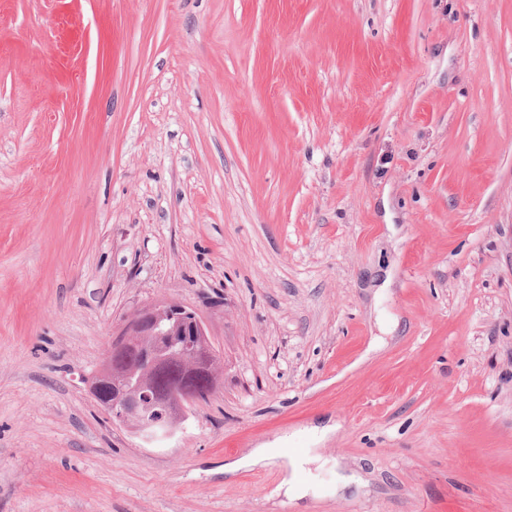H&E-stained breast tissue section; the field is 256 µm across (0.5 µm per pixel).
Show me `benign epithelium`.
Here are the masks:
<instances>
[{
    "mask_svg": "<svg viewBox=\"0 0 512 512\" xmlns=\"http://www.w3.org/2000/svg\"><path fill=\"white\" fill-rule=\"evenodd\" d=\"M206 336L208 331L202 315L175 300H158L138 309L113 337L94 382L98 387L111 374V358L120 350L136 344L142 347L144 367L124 373L123 387L107 404L112 423L130 427L149 443L174 436L184 420L185 401L175 389L165 401H158L148 374L172 354L188 363L191 375L196 373L201 361L215 367Z\"/></svg>",
    "mask_w": 512,
    "mask_h": 512,
    "instance_id": "obj_1",
    "label": "benign epithelium"
}]
</instances>
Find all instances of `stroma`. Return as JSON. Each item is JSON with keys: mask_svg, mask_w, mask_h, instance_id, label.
<instances>
[{"mask_svg": "<svg viewBox=\"0 0 512 512\" xmlns=\"http://www.w3.org/2000/svg\"><path fill=\"white\" fill-rule=\"evenodd\" d=\"M163 298L224 372L149 444L87 380ZM0 512H512V0H0ZM285 458L291 468L290 478L283 479L276 489V493L282 494L292 502L302 500L307 497L309 492L308 484L300 478L305 473L306 467L318 460L317 457L310 456L308 453L285 455L283 448L276 447H258L241 460L228 465L226 471L231 472L242 466H255L264 464L275 458Z\"/></svg>", "mask_w": 512, "mask_h": 512, "instance_id": "obj_1", "label": "stroma"}]
</instances>
